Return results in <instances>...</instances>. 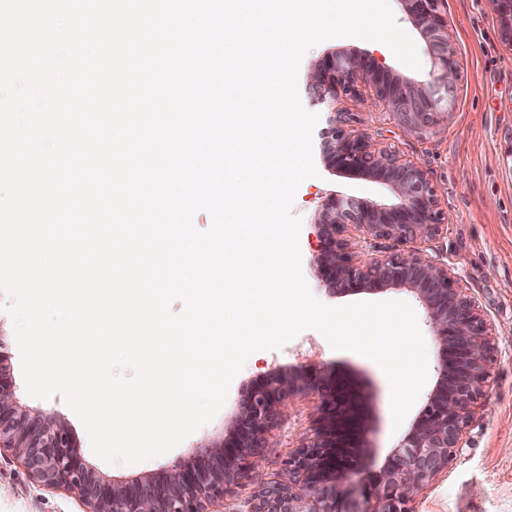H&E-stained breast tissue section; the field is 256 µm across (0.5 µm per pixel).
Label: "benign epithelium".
<instances>
[{"mask_svg":"<svg viewBox=\"0 0 512 512\" xmlns=\"http://www.w3.org/2000/svg\"><path fill=\"white\" fill-rule=\"evenodd\" d=\"M426 42L432 69L419 81L394 74L370 52L326 54L309 68L306 90L326 112L320 131L329 169L388 185L391 204L334 194L318 212L313 269L330 294L405 289L423 308L435 337L438 377L418 415L384 463L371 468L369 392L354 374L327 364L277 370L250 387L228 438L193 454L163 478L130 486L101 479L74 450L60 420L22 405L0 355V449L22 458L29 474L53 488L76 491L87 512H211L234 486L250 485L248 512H411L413 496L461 454L463 434L485 395L496 338L478 306L460 288L448 263L423 249L445 215L426 170L362 129L344 98H368L398 121L403 133L423 137L448 125L460 77L448 36L443 0H396ZM512 41V0H493ZM379 240L390 250L370 252ZM310 401L309 437L288 452L285 476L263 469V449L297 400ZM354 475L356 487L341 486Z\"/></svg>","mask_w":512,"mask_h":512,"instance_id":"1","label":"benign epithelium"}]
</instances>
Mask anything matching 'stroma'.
Returning a JSON list of instances; mask_svg holds the SVG:
<instances>
[{
  "instance_id": "35a3bbf8",
  "label": "stroma",
  "mask_w": 512,
  "mask_h": 512,
  "mask_svg": "<svg viewBox=\"0 0 512 512\" xmlns=\"http://www.w3.org/2000/svg\"><path fill=\"white\" fill-rule=\"evenodd\" d=\"M442 11L460 64L456 110L447 125L418 138L404 135L395 116L381 106L352 99L343 100L342 106L354 113L358 127L417 162L437 185L447 221L427 243V251L453 267L461 288L479 306L497 337L490 384L466 430L462 453L414 496L411 512H512V47L505 40L493 0H446ZM352 49L384 58L395 72L407 71L385 44L343 37L311 48L298 74L306 76L309 66L328 52ZM313 155L318 175L302 182L292 208L302 220V271L321 302L340 306L352 303V296H330L311 267L320 205L332 194L384 200L389 191L381 182L332 172L321 149H314ZM0 353L9 359L21 402L61 419L81 459L108 480L132 484L146 474L159 477L194 448L221 444L242 391L273 368L309 362L335 366L366 382L374 466H381L400 440L392 432L390 387L382 370L357 353L333 350L314 330L303 331L281 349L253 353L233 379L225 406L209 424L166 455L129 466H112L94 455L81 421L61 395L42 400L27 394L13 323L4 312H0ZM310 432L308 405L301 400L291 407L289 419L277 429L272 448L265 452L266 472L280 474L289 449ZM82 510L74 494L37 485L21 458L8 450L0 452V512Z\"/></svg>"
}]
</instances>
